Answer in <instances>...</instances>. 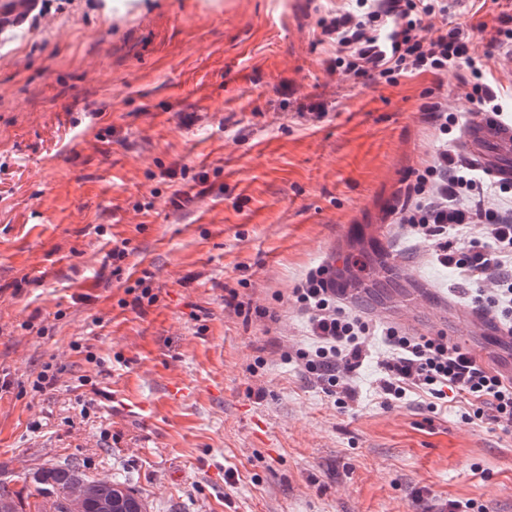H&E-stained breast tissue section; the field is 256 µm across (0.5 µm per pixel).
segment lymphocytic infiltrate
Segmentation results:
<instances>
[{"label":"lymphocytic infiltrate","instance_id":"obj_1","mask_svg":"<svg viewBox=\"0 0 512 512\" xmlns=\"http://www.w3.org/2000/svg\"><path fill=\"white\" fill-rule=\"evenodd\" d=\"M354 11L321 18L323 34L335 37L338 49L330 70L354 80H384L397 84L405 76L429 74L442 79L462 67L468 77L467 98L478 111L500 114L497 95L487 79L486 61L492 49L512 51V15L501 13L489 49L479 47L474 29L448 23V0H357ZM436 16L445 23L430 35L424 21ZM427 120L442 141L432 162L418 174L401 206L393 208L397 223L430 243L437 261L475 283L471 302L491 316L512 324V209L502 207L501 195L512 192L503 184L497 196L474 202L487 176L476 166L462 164L447 137L459 124L457 115L441 103L424 104ZM480 224L482 242L450 248L449 231ZM317 268L295 290L296 301L308 318L315 341L298 350L305 370L340 407L355 397L353 373L369 349V326L341 306L346 290L342 279H326ZM390 353L382 362L381 391L386 403L407 395L426 397L430 412L447 409L449 391L468 405L466 420H487L512 433V381L480 365L469 351L445 337L406 336L387 328Z\"/></svg>","mask_w":512,"mask_h":512}]
</instances>
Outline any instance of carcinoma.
Listing matches in <instances>:
<instances>
[{"label": "carcinoma", "instance_id": "obj_1", "mask_svg": "<svg viewBox=\"0 0 512 512\" xmlns=\"http://www.w3.org/2000/svg\"><path fill=\"white\" fill-rule=\"evenodd\" d=\"M31 482L35 486V501L28 504V512H46L48 502L54 505L56 512H68L69 494L73 487L80 483L88 485L84 512H97L96 503L99 499L112 497L122 491L129 493L122 506L124 512H147L143 499L132 490L126 479L90 478L77 461L69 460L52 467L40 468L32 473ZM19 496L20 492L12 491L4 482H0V509L4 512H21Z\"/></svg>", "mask_w": 512, "mask_h": 512}]
</instances>
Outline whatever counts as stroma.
Here are the masks:
<instances>
[{"label":"stroma","mask_w":512,"mask_h":512,"mask_svg":"<svg viewBox=\"0 0 512 512\" xmlns=\"http://www.w3.org/2000/svg\"><path fill=\"white\" fill-rule=\"evenodd\" d=\"M354 0H64L0 40V480L74 459L148 512H512V435L465 403L384 404L388 302L473 283L391 210L438 149L420 107L474 113L465 69L329 74L320 17ZM512 0H453L496 35ZM314 103L326 115L308 114ZM131 252L112 274V243ZM370 326L356 396L305 372L294 291L344 258ZM150 272L156 300L123 306ZM252 309L224 304L229 292ZM60 366L55 384L32 382ZM182 396H172L173 388ZM263 398H256V391ZM234 480L225 483V470Z\"/></svg>","instance_id":"35a3bbf8"}]
</instances>
